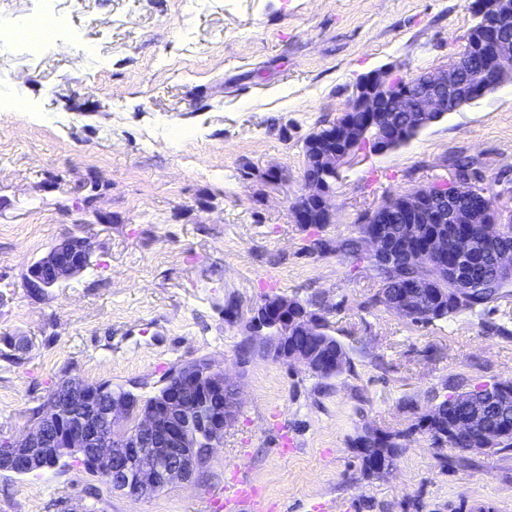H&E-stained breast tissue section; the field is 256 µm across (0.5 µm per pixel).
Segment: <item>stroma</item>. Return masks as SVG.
Listing matches in <instances>:
<instances>
[{
    "mask_svg": "<svg viewBox=\"0 0 512 512\" xmlns=\"http://www.w3.org/2000/svg\"><path fill=\"white\" fill-rule=\"evenodd\" d=\"M471 3L56 0L57 44L0 51V102L24 105L0 110V430L22 434L29 410L73 377L148 396L205 358L238 392L191 484L136 499L71 458L0 472V512H198L234 472L271 512H512V450L461 456L417 435L367 477L352 446L366 429H406L450 393L512 379V296L411 322L372 305L381 283L369 267L307 253L310 233L289 212L303 141L344 112L348 87L395 65L445 66ZM461 156L495 206L512 208V84L393 151H359L339 169L322 237L356 235L388 195L451 178ZM68 235L90 239L91 265L48 292L27 288L28 267ZM275 295L329 306L350 371L322 380L267 356L246 311ZM230 302L242 308L231 321Z\"/></svg>",
    "mask_w": 512,
    "mask_h": 512,
    "instance_id": "obj_1",
    "label": "stroma"
}]
</instances>
